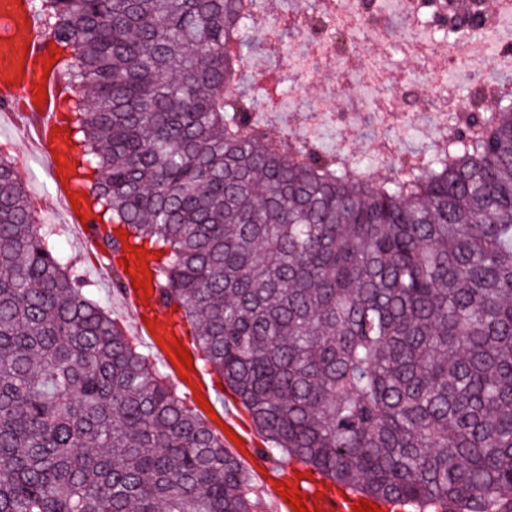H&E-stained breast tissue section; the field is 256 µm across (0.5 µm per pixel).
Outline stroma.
Here are the masks:
<instances>
[{
    "label": "stroma",
    "instance_id": "1",
    "mask_svg": "<svg viewBox=\"0 0 512 512\" xmlns=\"http://www.w3.org/2000/svg\"><path fill=\"white\" fill-rule=\"evenodd\" d=\"M361 49L382 61L385 68L382 89L368 92L361 88L356 78L357 69L346 58L326 57L318 67L299 69L287 66L280 57L261 52L248 55L249 70L281 72L294 93L293 104L283 107L280 120L269 124V135L311 138L326 152L335 151L345 141L363 158L380 157L392 151H423L431 145L436 127L480 84L492 79L512 86V68L487 60L474 70L456 74L452 79L454 88L447 92L435 86L436 76L443 70L439 57L426 56L423 47L401 53L377 41L363 43ZM329 96L342 103L341 115L330 121L311 118V105ZM397 107L402 113L393 122L377 121V114ZM23 126V119L0 117V137L7 136L15 142L13 164L25 190L54 202L58 190L49 176L47 162L26 144ZM42 220L63 229V253L92 282L94 298L108 308L127 335L136 336L133 312L121 294L112 288L116 269L105 267L99 252L85 246L61 207L54 204L43 214ZM137 338L141 351L150 355L189 405H196L201 399L210 404L212 418L208 425L215 433L231 429L233 436L225 440V448L235 450L240 438L250 441L256 448L268 447L266 437L255 428L249 414L218 374L197 361L187 377H180L172 359L160 354L149 337Z\"/></svg>",
    "mask_w": 512,
    "mask_h": 512
}]
</instances>
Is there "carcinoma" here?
<instances>
[{"instance_id": "obj_1", "label": "carcinoma", "mask_w": 512, "mask_h": 512, "mask_svg": "<svg viewBox=\"0 0 512 512\" xmlns=\"http://www.w3.org/2000/svg\"><path fill=\"white\" fill-rule=\"evenodd\" d=\"M96 226L160 253L204 365L332 482L416 512L512 502V94L362 166L267 137L263 0H30ZM466 38V0L433 7ZM128 231L122 242L115 231ZM0 156V512H255L240 460L92 296Z\"/></svg>"}]
</instances>
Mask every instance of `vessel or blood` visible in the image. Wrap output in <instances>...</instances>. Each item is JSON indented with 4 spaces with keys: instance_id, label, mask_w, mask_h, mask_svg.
Here are the masks:
<instances>
[{
    "instance_id": "b4317fda",
    "label": "vessel or blood",
    "mask_w": 512,
    "mask_h": 512,
    "mask_svg": "<svg viewBox=\"0 0 512 512\" xmlns=\"http://www.w3.org/2000/svg\"><path fill=\"white\" fill-rule=\"evenodd\" d=\"M28 4L29 0H0V8L10 13L17 30L16 36L0 43V110H16L29 119L26 133L35 147L51 159L49 171L64 196V211L76 219L82 238L94 246L98 239L93 205L86 195L74 189L76 172L68 156V135L59 129L58 102L67 90L55 75L44 72L50 61L49 43L36 32ZM41 87L46 94L39 102L35 96ZM126 258L130 270L122 275L124 299L136 309L139 318L153 322L156 335L177 340L178 329L162 308L156 289L143 292L133 285L131 271L139 266L137 257L130 252ZM239 454L253 468L263 470L276 490L287 488L302 494L308 512H353L364 499L362 493L345 487L315 486L312 480L302 477L301 463L281 466L259 448H243Z\"/></svg>"
}]
</instances>
